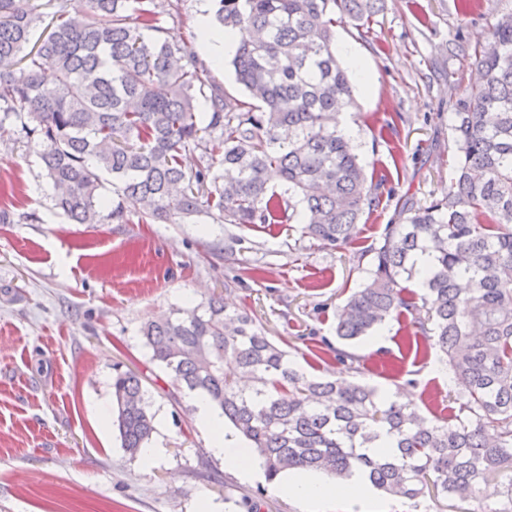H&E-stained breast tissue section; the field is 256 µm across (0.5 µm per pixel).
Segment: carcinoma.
I'll use <instances>...</instances> for the list:
<instances>
[{"label": "carcinoma", "mask_w": 512, "mask_h": 512, "mask_svg": "<svg viewBox=\"0 0 512 512\" xmlns=\"http://www.w3.org/2000/svg\"><path fill=\"white\" fill-rule=\"evenodd\" d=\"M386 6L217 0L215 21L237 41L232 65L246 92L238 100L214 85L190 43L165 37L159 16L177 10L173 0H83L73 11L56 0L33 47L39 5L0 0V122L19 121L39 147L56 205L75 224L204 210L224 224L297 219L309 247L340 252L357 239L379 184L337 120L355 99L333 28H367ZM474 56L482 82L456 104L446 196L400 209L402 223L385 226L365 279L336 315L347 342L409 319L416 345L442 356L448 380L465 391L450 417L430 419L367 383L307 376L220 296L142 329L152 360L221 412L270 483L294 468L357 470L414 508L429 490L512 512V475L496 480L512 467V13L493 18ZM48 69L51 83L42 80ZM195 150L189 169L183 156ZM269 168L279 192L265 181ZM423 253L431 262L418 268ZM230 360L238 372L225 371ZM112 396L121 447L135 457L155 432L141 378L116 372Z\"/></svg>", "instance_id": "1"}]
</instances>
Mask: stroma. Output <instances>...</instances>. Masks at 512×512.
Here are the masks:
<instances>
[{"label": "stroma", "instance_id": "stroma-1", "mask_svg": "<svg viewBox=\"0 0 512 512\" xmlns=\"http://www.w3.org/2000/svg\"><path fill=\"white\" fill-rule=\"evenodd\" d=\"M212 0H181L159 24L175 42L196 43L195 26ZM512 0H388L367 34L335 27L344 61L358 59L370 83H356L358 107L347 123L368 163L385 176L380 203L360 220L342 252L310 248L286 224L238 227L202 212L186 219L75 224L54 206L38 149L16 122H0V512H305L304 503L246 479L209 450L194 395L179 390L151 360L141 328L187 301L221 294L247 310L266 336L316 378L360 380L382 395L406 388L425 415L448 416V371L438 356L404 343L409 323L391 320L352 344L355 371L327 354L336 313L362 283V251L398 223L396 205L442 198L455 164L453 112L479 83L469 54L487 23ZM461 38L465 54L448 44ZM395 131H384L386 120ZM142 379L155 415L150 463L130 457L113 423L112 376ZM473 501L421 499L419 508L372 490L369 500L338 499L326 512H476Z\"/></svg>", "mask_w": 512, "mask_h": 512}]
</instances>
